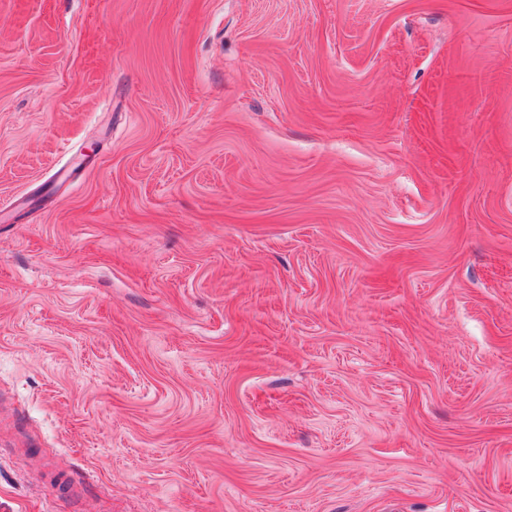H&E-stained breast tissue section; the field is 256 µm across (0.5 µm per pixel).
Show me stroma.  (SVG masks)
Wrapping results in <instances>:
<instances>
[{
  "instance_id": "1",
  "label": "stroma",
  "mask_w": 512,
  "mask_h": 512,
  "mask_svg": "<svg viewBox=\"0 0 512 512\" xmlns=\"http://www.w3.org/2000/svg\"><path fill=\"white\" fill-rule=\"evenodd\" d=\"M0 512H512V0H0Z\"/></svg>"
}]
</instances>
